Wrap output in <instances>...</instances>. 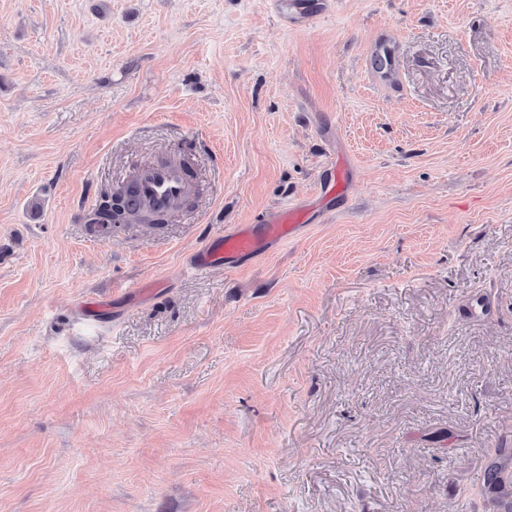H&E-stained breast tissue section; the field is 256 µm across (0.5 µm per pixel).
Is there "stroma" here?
<instances>
[{
	"label": "stroma",
	"mask_w": 512,
	"mask_h": 512,
	"mask_svg": "<svg viewBox=\"0 0 512 512\" xmlns=\"http://www.w3.org/2000/svg\"><path fill=\"white\" fill-rule=\"evenodd\" d=\"M321 1L0 0V512H499L512 0ZM163 157L171 221L92 233ZM305 216L302 209L289 208L263 217L257 229L245 226L226 233L201 248L195 264L207 267L224 264V267H231L241 260L250 259L294 238L301 225L305 224ZM510 462L509 464L506 463ZM481 494L494 495L498 498H509L507 512H512V456L502 453L501 449L494 452L482 479Z\"/></svg>",
	"instance_id": "35a3bbf8"
}]
</instances>
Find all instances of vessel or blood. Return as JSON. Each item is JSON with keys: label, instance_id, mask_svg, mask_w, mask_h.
<instances>
[{"label": "vessel or blood", "instance_id": "vessel-or-blood-1", "mask_svg": "<svg viewBox=\"0 0 512 512\" xmlns=\"http://www.w3.org/2000/svg\"><path fill=\"white\" fill-rule=\"evenodd\" d=\"M137 192L134 204L140 211L160 213L170 209L174 201L191 189L181 168L166 162L153 161L138 166ZM306 213L299 208L277 211L263 217L258 227H242L224 234L201 248L196 262L202 266L221 264L233 266L244 259L295 237L305 222Z\"/></svg>", "mask_w": 512, "mask_h": 512}]
</instances>
